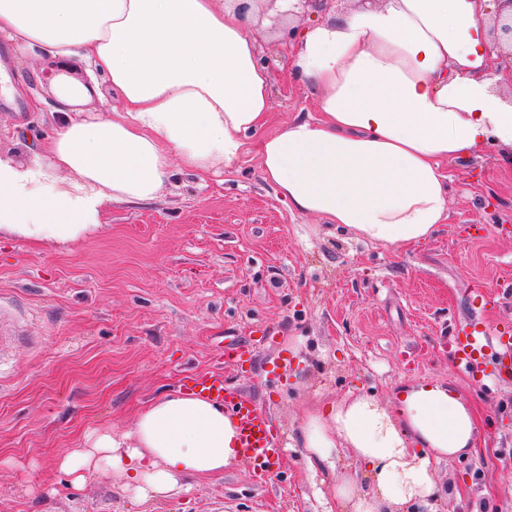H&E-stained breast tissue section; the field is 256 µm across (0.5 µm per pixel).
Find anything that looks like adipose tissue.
Here are the masks:
<instances>
[{"label": "adipose tissue", "instance_id": "obj_1", "mask_svg": "<svg viewBox=\"0 0 512 512\" xmlns=\"http://www.w3.org/2000/svg\"><path fill=\"white\" fill-rule=\"evenodd\" d=\"M488 18V0H379L303 29L292 69L319 115L259 140L265 179L291 209L384 248L430 238L447 217L443 162L487 141L512 147V103L495 92L512 71L493 66ZM0 35L81 55L112 87L109 106L86 115L83 84L58 78L52 138L29 164L0 158V230L34 244L76 241L111 204L156 199L173 166L204 175L233 163L270 109L255 19L228 0H0ZM475 439L474 414L441 384L386 406L347 393L308 410L297 433L330 471L338 512L432 506L436 465ZM238 459L223 406L178 392L57 464L77 488L90 469L120 473L144 504Z\"/></svg>", "mask_w": 512, "mask_h": 512}]
</instances>
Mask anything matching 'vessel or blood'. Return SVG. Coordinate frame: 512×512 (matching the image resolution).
Masks as SVG:
<instances>
[{
  "label": "vessel or blood",
  "mask_w": 512,
  "mask_h": 512,
  "mask_svg": "<svg viewBox=\"0 0 512 512\" xmlns=\"http://www.w3.org/2000/svg\"><path fill=\"white\" fill-rule=\"evenodd\" d=\"M456 368L474 375L488 352L499 362H512V331H500L480 323L461 326L452 339ZM186 388L204 398L223 404L236 419L239 451L254 474L263 480L277 476L284 450L272 425L261 409L240 391L225 383L223 376L196 373L184 379Z\"/></svg>",
  "instance_id": "vessel-or-blood-1"
}]
</instances>
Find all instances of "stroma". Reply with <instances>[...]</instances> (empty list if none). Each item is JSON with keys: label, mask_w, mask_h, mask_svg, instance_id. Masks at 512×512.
<instances>
[{"label": "stroma", "mask_w": 512, "mask_h": 512, "mask_svg": "<svg viewBox=\"0 0 512 512\" xmlns=\"http://www.w3.org/2000/svg\"><path fill=\"white\" fill-rule=\"evenodd\" d=\"M347 7L325 0L258 21L271 76L261 136L315 114L314 94L288 75L291 46L302 26ZM12 61L8 92L27 111L0 109V156L27 162L51 136L58 76L94 89L86 109L105 105L107 82L77 60L16 45ZM448 170L446 222L398 252L290 210L253 151L203 181L174 169L159 198L112 205L73 243L1 231L0 512H334L322 467L293 445L304 412L351 391L387 404L434 383L473 409L481 441L437 465L442 512H512V376L477 384L448 356L461 321L512 325V152L489 142ZM486 291L497 299L484 309ZM212 371L287 444L274 478L241 462L142 506L119 474L92 472L75 488L58 469L63 449L132 429L144 403Z\"/></svg>", "instance_id": "35a3bbf8"}]
</instances>
